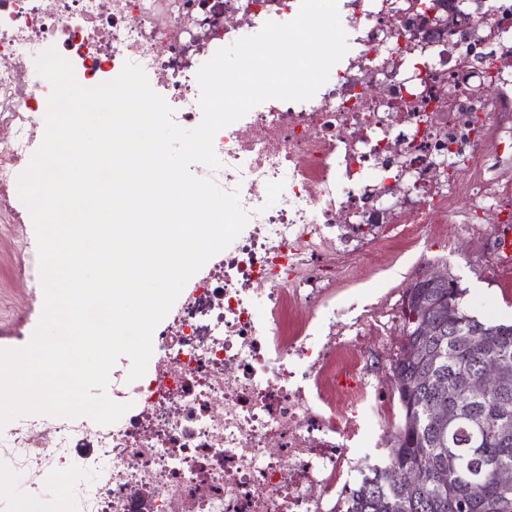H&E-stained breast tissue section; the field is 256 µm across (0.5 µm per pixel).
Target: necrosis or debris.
<instances>
[{"instance_id":"4bbe7bcc","label":"necrosis or debris","mask_w":512,"mask_h":512,"mask_svg":"<svg viewBox=\"0 0 512 512\" xmlns=\"http://www.w3.org/2000/svg\"><path fill=\"white\" fill-rule=\"evenodd\" d=\"M300 0H0V213L52 91L53 47L91 88L141 66L175 123L201 114L197 72L214 53L287 23ZM419 0H345L349 50L307 101L267 100L221 129L222 166L250 221L155 330L145 375L121 362L110 425L21 416L0 429V484L61 485L45 512H337L385 445V385L399 303L338 305L363 260L425 240L469 197L463 234L512 222V94L479 50L512 44V0L476 37H414Z\"/></svg>"}]
</instances>
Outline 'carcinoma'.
<instances>
[{
  "instance_id": "1",
  "label": "carcinoma",
  "mask_w": 512,
  "mask_h": 512,
  "mask_svg": "<svg viewBox=\"0 0 512 512\" xmlns=\"http://www.w3.org/2000/svg\"><path fill=\"white\" fill-rule=\"evenodd\" d=\"M466 292L457 281L423 289L427 303L442 299L430 315L443 331L420 348L412 314L403 312L402 354L393 366L402 419L381 463L351 490L342 512H512V484L497 477L499 469L512 470V389L461 392L490 356L512 373V325L473 315ZM477 327L489 335H469ZM439 403L448 405L444 424L432 419ZM450 456L455 466L444 472ZM404 470L418 475L415 486L399 485Z\"/></svg>"
}]
</instances>
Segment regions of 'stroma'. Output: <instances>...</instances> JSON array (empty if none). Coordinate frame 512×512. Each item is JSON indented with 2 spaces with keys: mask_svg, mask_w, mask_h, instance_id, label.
<instances>
[{
  "mask_svg": "<svg viewBox=\"0 0 512 512\" xmlns=\"http://www.w3.org/2000/svg\"><path fill=\"white\" fill-rule=\"evenodd\" d=\"M13 206L15 216H0V349L28 344L40 320L39 313L22 307L29 287L22 271L39 265L35 230L21 200H14ZM467 206L466 199H459L446 232L417 246L401 247L399 261L382 273L380 283L400 295L426 268H445L466 288L472 314L511 322L512 275L492 273L483 262V244L466 243L457 232Z\"/></svg>",
  "mask_w": 512,
  "mask_h": 512,
  "instance_id": "1",
  "label": "stroma"
}]
</instances>
